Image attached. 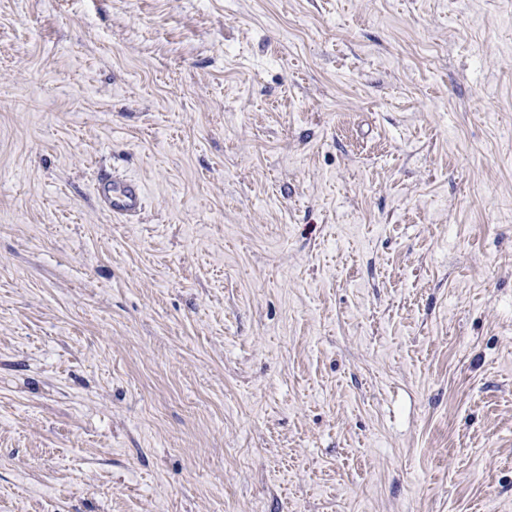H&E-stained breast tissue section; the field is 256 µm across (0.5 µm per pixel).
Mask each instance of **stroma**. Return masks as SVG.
<instances>
[{"label":"stroma","mask_w":512,"mask_h":512,"mask_svg":"<svg viewBox=\"0 0 512 512\" xmlns=\"http://www.w3.org/2000/svg\"><path fill=\"white\" fill-rule=\"evenodd\" d=\"M0 512H512V0H0ZM95 191L101 206L116 218L133 217L144 205V189L138 180L100 175L96 181Z\"/></svg>","instance_id":"obj_1"}]
</instances>
